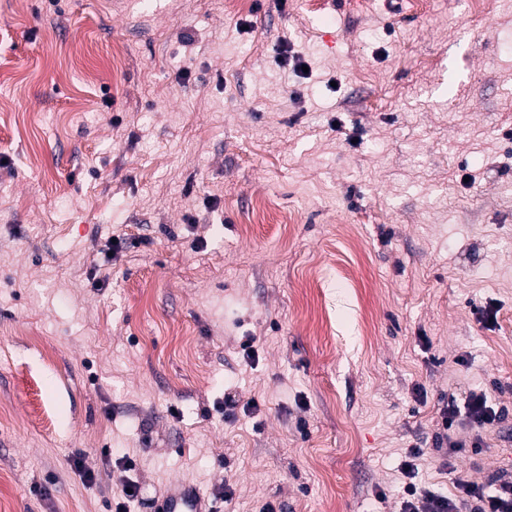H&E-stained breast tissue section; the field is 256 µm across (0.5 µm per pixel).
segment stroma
I'll return each mask as SVG.
<instances>
[{
    "mask_svg": "<svg viewBox=\"0 0 512 512\" xmlns=\"http://www.w3.org/2000/svg\"><path fill=\"white\" fill-rule=\"evenodd\" d=\"M487 3L0 0V512H109L124 479L128 512L183 481L400 512L413 448L453 493L443 400L512 428V0ZM502 429L458 471H512Z\"/></svg>",
    "mask_w": 512,
    "mask_h": 512,
    "instance_id": "stroma-1",
    "label": "stroma"
}]
</instances>
